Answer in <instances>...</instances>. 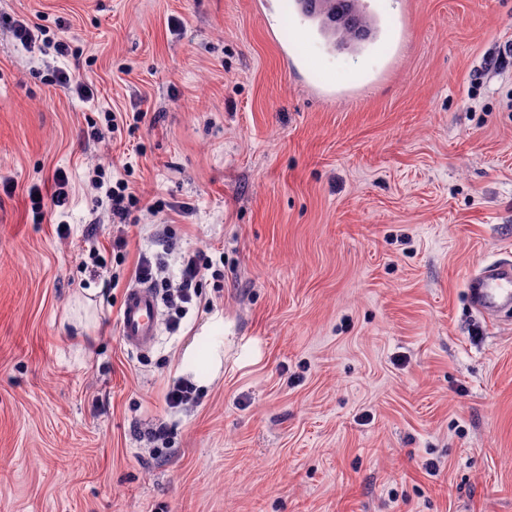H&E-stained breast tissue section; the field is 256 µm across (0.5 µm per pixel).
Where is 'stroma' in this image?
<instances>
[{"label":"stroma","instance_id":"1","mask_svg":"<svg viewBox=\"0 0 512 512\" xmlns=\"http://www.w3.org/2000/svg\"><path fill=\"white\" fill-rule=\"evenodd\" d=\"M286 3L0 0V512H512V313L467 299L512 262V67L484 68L512 0H368L362 54L303 50ZM98 171L139 191L125 223ZM164 239L170 281L213 268L131 350L121 305ZM216 317L223 366L169 409ZM208 257L201 252L189 255L184 259L180 269V280L175 288L166 290L167 303L174 311L169 320L170 328L173 331L179 329L181 320L186 314L187 306L191 304L193 298H197L200 276L202 270H207ZM197 390L194 385L185 378H180L168 386L165 393V402L171 409L179 408L195 402Z\"/></svg>","mask_w":512,"mask_h":512}]
</instances>
